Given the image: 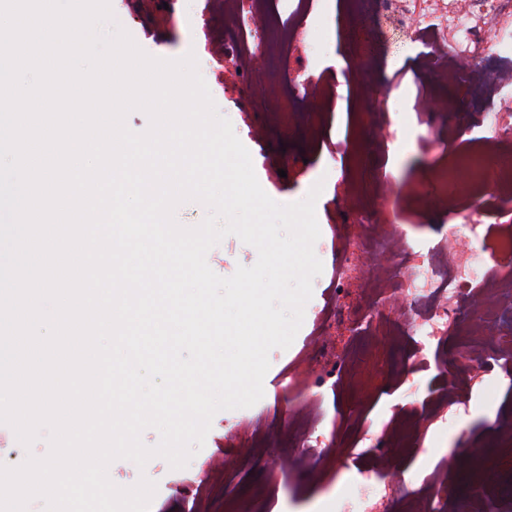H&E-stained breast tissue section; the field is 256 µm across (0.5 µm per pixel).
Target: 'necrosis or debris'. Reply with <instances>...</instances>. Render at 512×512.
<instances>
[{
	"instance_id": "4bbe7bcc",
	"label": "necrosis or debris",
	"mask_w": 512,
	"mask_h": 512,
	"mask_svg": "<svg viewBox=\"0 0 512 512\" xmlns=\"http://www.w3.org/2000/svg\"><path fill=\"white\" fill-rule=\"evenodd\" d=\"M313 6L314 0H225V21L235 31L225 61L250 78L254 98H262L265 89L257 64L276 37L282 99L308 102V89L316 86L319 111L332 108L334 84L299 69V50L313 33ZM363 7L341 36L349 57L370 63L360 72L361 88L381 81L389 41L403 36L421 46L419 58L437 94L432 109L415 117L428 129L425 145L443 157L432 208L447 213L449 223L433 246L418 250L383 204L391 191L384 178L372 176L356 195L337 190L336 286L291 366L290 387L303 399L284 423L296 460L308 477H320L336 462L324 456V437L312 429L318 394L358 379L368 343L400 341L391 373L404 377L444 363L449 342H456L460 371L418 407L397 409L380 430L365 433L357 468L360 492L343 506L344 512H448V460H440L404 497L389 475L400 454L426 453L428 433L449 412L467 408L477 385L490 378L512 382V333L495 327L500 315L512 313V112L505 108L512 68L481 65L463 77L448 50L452 31L463 34L468 54L479 60L491 53L488 32L512 40V0H363ZM450 85L461 86L477 102H496L493 111L480 115L489 136L455 154L447 149L455 116L440 94ZM488 253L498 258L494 266L484 264ZM308 366L313 375L305 374Z\"/></svg>"
}]
</instances>
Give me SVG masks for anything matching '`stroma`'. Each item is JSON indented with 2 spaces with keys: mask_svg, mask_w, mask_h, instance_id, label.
Returning <instances> with one entry per match:
<instances>
[{
  "mask_svg": "<svg viewBox=\"0 0 512 512\" xmlns=\"http://www.w3.org/2000/svg\"><path fill=\"white\" fill-rule=\"evenodd\" d=\"M110 6L113 20L104 25V32L121 26L143 52L156 58L172 60L194 53L219 113L230 120L235 134L249 150L257 179L274 201H301L315 184H322L315 203L320 237L314 252L323 269L313 280L312 297L305 305L303 323L293 343L288 349L275 348L269 353L270 368L260 401L248 408L216 413L202 449L184 468H171L160 456L152 457L142 468L116 460L108 476L122 488L136 485L143 477L155 482L149 512H197L201 505L206 512H338V504L355 495L351 479L355 464L345 459V449L353 447L362 431L373 429L392 407L422 400L436 389L439 380L435 370L415 372L390 387L382 376L370 373L362 384H343L322 393L319 430L332 438L328 452L340 457L337 470L314 479L304 477L276 435L261 451L241 443L238 453L242 475L218 479L206 487L200 481L223 456L224 434L233 423L256 417L269 406L289 411L301 398L300 393L289 389L288 374L313 328L315 311L332 286L336 178L346 175L350 191L356 193L369 175L361 113L383 110L396 121L380 164L381 175L393 186L386 204L394 212L396 223L418 239L433 237L438 226L446 223V216L430 212L423 199H404L407 188L434 179L435 160L421 148L426 129L415 118L420 47L400 42L388 58V80L365 96H358L359 68L348 63L338 38L346 16L337 13L335 6H328L318 21L306 64L310 73L335 75L338 95L334 110L322 113L321 136L312 142L289 130V118L279 108H259L248 86L225 72V45L234 32L224 24V0H110ZM257 258L256 249L234 235L225 236L207 254L210 268L222 277L231 276L237 266L254 265ZM509 408L512 389L493 384L474 398L467 410L449 416L447 430L429 436V454L402 458L391 473L398 493L418 487L420 473L445 456L453 463L451 486L455 492L448 512H464L470 496L482 490L485 471L512 459V439L490 432L497 414ZM49 450L47 432H40L27 448L10 426L0 424V463L14 467L30 455L45 457ZM270 459L278 460L276 469L267 467Z\"/></svg>",
  "mask_w": 512,
  "mask_h": 512,
  "instance_id": "obj_1",
  "label": "stroma"
}]
</instances>
